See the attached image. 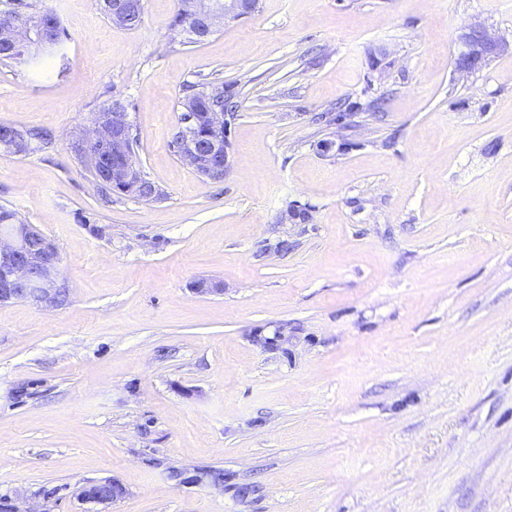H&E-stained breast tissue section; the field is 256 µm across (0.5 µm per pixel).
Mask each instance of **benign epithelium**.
Wrapping results in <instances>:
<instances>
[{
  "label": "benign epithelium",
  "instance_id": "1",
  "mask_svg": "<svg viewBox=\"0 0 512 512\" xmlns=\"http://www.w3.org/2000/svg\"><path fill=\"white\" fill-rule=\"evenodd\" d=\"M258 0H195L194 17L198 21L197 37L203 32L217 31L228 21H235L254 13ZM103 12H112L119 21L128 13L125 0H99ZM0 30L9 37L14 48L25 55L49 53L55 37L43 26L32 25L15 14L0 16ZM463 50L456 59L459 70L479 69L493 54L506 44L485 29L473 27L460 37ZM238 112L207 113L204 128H199L193 113L184 112L173 150L193 166L205 179L215 181L225 177L231 167L233 144L230 128ZM137 136L127 120L123 103L115 99L112 106L99 113L90 136L74 145V151L91 167H103L112 158V189L126 192L129 187L141 186L143 194L151 198L155 185L144 180V174L134 160ZM0 140L9 143L12 153L21 155L29 149L27 138L14 131L9 124H0ZM58 250L32 224L0 225V303L24 300L47 306L61 304L68 289L58 276ZM125 494L123 485L114 478H106L81 487L78 498L102 506L100 512Z\"/></svg>",
  "mask_w": 512,
  "mask_h": 512
}]
</instances>
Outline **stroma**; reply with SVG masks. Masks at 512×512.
I'll return each instance as SVG.
<instances>
[{
	"label": "stroma",
	"mask_w": 512,
	"mask_h": 512,
	"mask_svg": "<svg viewBox=\"0 0 512 512\" xmlns=\"http://www.w3.org/2000/svg\"><path fill=\"white\" fill-rule=\"evenodd\" d=\"M32 3L65 37L0 62V124L52 144L0 151V207L69 295L0 304V512H512V0H260L201 44L175 0ZM474 25L507 47L462 73ZM189 83L237 94L219 182L170 146ZM116 99L156 200L71 147ZM123 485L114 478H106L81 487L78 498L85 502L102 506L95 512H109L108 507L120 500L125 494Z\"/></svg>",
	"instance_id": "1"
}]
</instances>
